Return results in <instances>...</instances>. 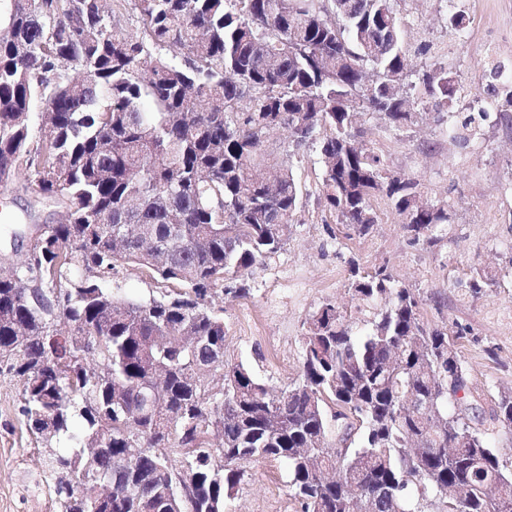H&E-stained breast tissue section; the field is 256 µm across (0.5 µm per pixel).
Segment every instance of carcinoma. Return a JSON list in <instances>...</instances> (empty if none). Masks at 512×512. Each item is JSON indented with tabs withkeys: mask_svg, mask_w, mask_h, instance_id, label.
Here are the masks:
<instances>
[{
	"mask_svg": "<svg viewBox=\"0 0 512 512\" xmlns=\"http://www.w3.org/2000/svg\"><path fill=\"white\" fill-rule=\"evenodd\" d=\"M126 2L0 5V30L14 33L0 39V164L64 212L22 262L0 257V372L21 382L52 475L79 474L55 483L63 512H224L260 458L286 463L301 512H349L356 490L372 512H421L411 487L444 500L456 482L464 512H512V469L440 391L465 371L454 339L420 323L415 294L385 267L351 282L385 303L364 333L332 302L311 316L298 383L275 391L224 365L205 397L203 362L225 340L207 301L247 292L300 200L291 168L267 162L270 132L297 147L322 134L326 207L360 235L380 194L415 242L449 221L447 202L418 208L417 183L351 132L358 108L395 127L421 115L391 93L410 76L393 0H134L142 25L117 34ZM418 81L437 105L454 95L441 74ZM493 98L512 111L509 81ZM120 264L177 290L126 300L112 286ZM61 320L73 330L53 345ZM330 403L353 418L334 450ZM488 417L511 431L512 393ZM185 467L198 477L191 507Z\"/></svg>",
	"mask_w": 512,
	"mask_h": 512,
	"instance_id": "1",
	"label": "carcinoma"
}]
</instances>
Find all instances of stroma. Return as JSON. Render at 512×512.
Returning a JSON list of instances; mask_svg holds the SVG:
<instances>
[{"label":"stroma","mask_w":512,"mask_h":512,"mask_svg":"<svg viewBox=\"0 0 512 512\" xmlns=\"http://www.w3.org/2000/svg\"><path fill=\"white\" fill-rule=\"evenodd\" d=\"M449 0H394L410 68L456 72L463 94L454 111L427 103L422 119L400 128L378 114L358 115L357 141L378 154L388 172L416 181L422 198L446 201L450 221L436 244L414 242L391 202L373 199L377 221L356 234L321 201L324 165L316 145L294 147L282 132L267 146L289 163L303 198L287 244L256 264L249 293L218 294L211 306L224 318V360L241 363L281 388L298 380L306 323L326 300L366 331L380 306L354 297L353 271L384 266L419 298L421 323L456 336L473 393L465 414L486 418L500 393L512 391V120L499 115L468 141L451 138V120L470 112L474 98L490 100L493 69H512V0H456L462 30L448 24ZM32 192L0 184V202L19 222L55 223L53 207H34ZM494 284L475 295L476 271ZM17 378L0 374V512H62L46 461L48 450L19 414ZM287 465L265 459L246 465L225 512H298Z\"/></svg>","instance_id":"35a3bbf8"}]
</instances>
